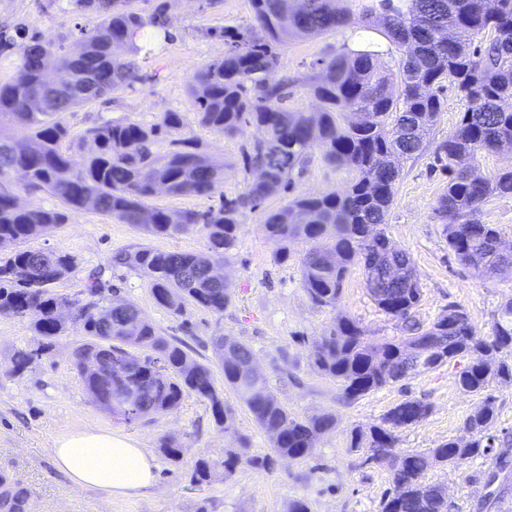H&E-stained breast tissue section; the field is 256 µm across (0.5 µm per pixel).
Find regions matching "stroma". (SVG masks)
<instances>
[{"mask_svg":"<svg viewBox=\"0 0 512 512\" xmlns=\"http://www.w3.org/2000/svg\"><path fill=\"white\" fill-rule=\"evenodd\" d=\"M156 5L165 11L168 26L163 32L149 29L140 43L137 61L142 82L76 108L66 113L65 120L79 134L106 120L130 118L149 124L162 113H182L183 135L193 137L211 158L224 164V195L241 194L251 179L245 171L243 146L254 138L255 130L249 127L243 135L227 138L200 127L187 85L199 69L223 56L224 41L216 37V29L251 25L248 0H217L209 7L204 0L133 3L145 13ZM1 19L20 23L23 40L37 37L66 48L78 38L80 26L94 23L93 17L73 12L67 0H0ZM376 36V31L355 26L288 42L281 51L280 68L281 74L295 80L285 102L288 110L316 108L302 82L314 61L361 48ZM399 168L384 229L412 256L423 290L417 318L427 324L456 305L482 333H490L500 306L512 298V268L481 279L449 251L443 223L435 212L448 179L434 170L432 152L400 159ZM293 178L297 192L321 194L345 191L353 174L327 166L315 149ZM262 217L257 210L243 218L237 247L226 267L232 300L220 315L193 306L183 314H172L154 302L138 272L111 264L115 253L136 245L205 251L202 231L151 236L111 217L70 209L65 224L28 241L26 247L73 256V269L51 284L54 293L79 297L89 275L103 270L105 280L137 303L162 336L181 340L193 357L214 369L213 337L246 342L292 415L305 419L330 413L336 417L335 429L320 439L311 457L280 460L269 470L257 467V460L270 454V442L235 393L225 388L224 376L216 369L215 386L234 413L233 432H221L209 402L192 394L184 396L170 414L126 423L93 403L73 367L71 352L84 336L81 324L68 322L66 338L22 374L14 375L8 371L12 354L35 348L40 338L30 318L0 314V471H8L30 489V512H288L289 504L300 499L307 502L309 512H379L382 498L392 488L390 473L385 466L361 463L358 453L349 448L351 428L379 423L392 406L410 397L429 403L431 412L422 422L400 430V449L424 451L465 436V419L480 402L456 384L467 358L408 373L397 384L353 401L345 399L341 383L314 369L313 347L337 314L359 321L374 341L399 336L400 330L369 297L364 271L358 266L351 268L337 307L313 305L302 286L301 260L315 248V241L296 242L287 261H275V246L260 228ZM79 429L111 430L138 441L155 457V486L125 498L76 489L57 469L52 448L59 436ZM241 435L250 441V461L225 476L224 459L236 451ZM168 439L182 446L179 459L161 452V443ZM201 458L209 460L212 473L208 482L196 484L191 473ZM428 478L444 484L452 512H512V465L498 469L495 458L437 469Z\"/></svg>","mask_w":512,"mask_h":512,"instance_id":"obj_1","label":"stroma"}]
</instances>
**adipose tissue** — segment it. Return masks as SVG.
Returning a JSON list of instances; mask_svg holds the SVG:
<instances>
[{"label":"adipose tissue","mask_w":512,"mask_h":512,"mask_svg":"<svg viewBox=\"0 0 512 512\" xmlns=\"http://www.w3.org/2000/svg\"><path fill=\"white\" fill-rule=\"evenodd\" d=\"M56 464L73 484L113 496H129L154 487V457L134 439L106 430H77L58 437Z\"/></svg>","instance_id":"ef3b65f1"}]
</instances>
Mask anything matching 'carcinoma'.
<instances>
[{
  "label": "carcinoma",
  "mask_w": 512,
  "mask_h": 512,
  "mask_svg": "<svg viewBox=\"0 0 512 512\" xmlns=\"http://www.w3.org/2000/svg\"><path fill=\"white\" fill-rule=\"evenodd\" d=\"M133 0H71L73 10L91 12L99 23L80 29L74 48L34 39L23 45L14 72L0 77V246L23 244L64 223L55 208L22 206L17 190L48 192L64 208L111 217L143 227L152 235L172 236L200 229L206 252L159 250L149 246L124 250L112 265L139 272L153 300L174 314L186 305L222 314L230 303L224 284L211 275L238 242L241 217L268 199L291 194L287 202L265 212L261 229L277 246L275 256L288 259L293 240H322L323 248L301 261V280L317 306L336 307L354 265L365 272L368 295L402 336L371 341L356 321L339 316L313 349L321 375L340 382L344 396L355 400L391 386L409 372L435 369L466 356L458 388L481 395L480 406L465 420L470 439H450L424 452L397 450L398 431L422 421L430 405L406 398L390 408L380 423L355 428L350 448L366 461L387 467L394 489L380 512H448L445 488L426 480L438 465H460L489 457L497 438L489 433L498 417L495 399L486 394L495 381L512 382V298L506 300L484 335L463 310L450 306L428 324L416 317L422 297L409 252L381 229L394 201L400 171L394 156H415L429 148V135L442 111L444 86L463 103L459 122L433 149L448 185L436 211L447 221L448 250L465 266L484 275L512 264V249H500L494 224L473 216L493 195H512V165L493 176L474 174L481 153L512 142V0H367L365 16L398 52L395 67L380 64L382 53L370 41L363 48L319 59L308 76L314 112L282 106L288 82L276 78L280 50L294 38H309L352 25L336 0H249L253 23L230 36L224 56L197 71L188 91L197 121L213 132L235 136L252 126L257 137L246 150L248 168L267 170L262 184L249 182L245 192L220 193L224 166L215 164L192 138L180 136L179 112H164L151 124L107 120L75 136L63 114L122 92L141 81L136 56L145 28H166L160 10L145 16ZM92 149L76 163L73 153ZM167 144L165 151L158 145ZM331 165L355 173L343 193L293 194L294 170L313 149ZM171 196H219L204 212L172 213L148 209L145 201ZM74 265L69 254L17 249L0 258V312L28 316L37 335L48 343L65 336L57 308L74 311L85 332L73 351L78 376L95 404L127 422L176 410L185 394L209 401L217 425L228 433L232 415L214 384L209 366L197 362L176 343L161 336L140 306L117 295L98 276L89 281L86 299L54 294L49 285ZM233 358L220 360L224 386L254 416L279 458L310 456L318 440L336 428V416L298 419L252 372L256 356L245 342L231 340ZM42 349L17 350L10 371L24 372ZM125 369L109 372L110 362ZM134 395L133 408L122 397ZM112 398V405L100 401ZM0 507L25 512L26 485L0 472Z\"/></svg>",
  "instance_id": "carcinoma-1"
}]
</instances>
